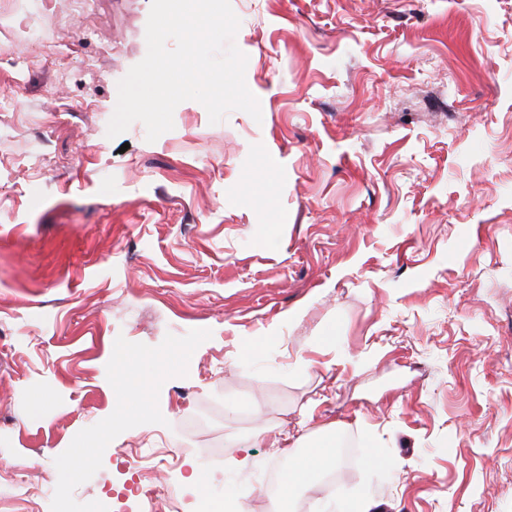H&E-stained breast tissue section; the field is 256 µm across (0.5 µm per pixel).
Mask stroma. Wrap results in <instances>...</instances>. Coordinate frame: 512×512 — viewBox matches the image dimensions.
<instances>
[{
    "mask_svg": "<svg viewBox=\"0 0 512 512\" xmlns=\"http://www.w3.org/2000/svg\"><path fill=\"white\" fill-rule=\"evenodd\" d=\"M150 6L0 0V512H278L326 431L288 512H512V0H231L261 120L111 139ZM334 447L331 435L321 436L306 452L291 448H275L277 455L284 458L280 499L288 502L294 491L320 476L328 463L333 462L330 448Z\"/></svg>",
    "mask_w": 512,
    "mask_h": 512,
    "instance_id": "obj_1",
    "label": "stroma"
}]
</instances>
